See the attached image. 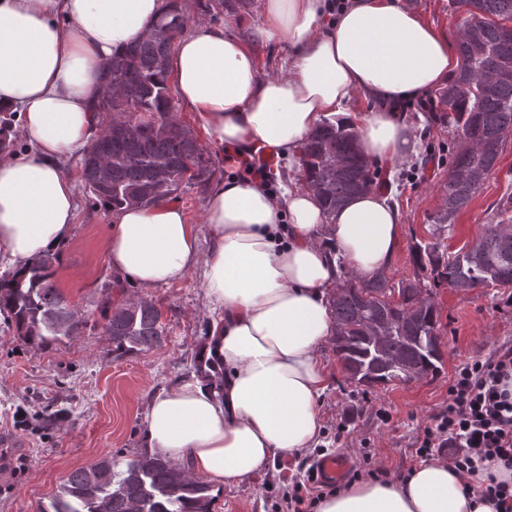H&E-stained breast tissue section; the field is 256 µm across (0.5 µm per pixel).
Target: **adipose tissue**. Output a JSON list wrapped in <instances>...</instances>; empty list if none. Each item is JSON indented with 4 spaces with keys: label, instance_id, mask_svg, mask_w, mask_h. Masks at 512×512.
Segmentation results:
<instances>
[{
    "label": "adipose tissue",
    "instance_id": "adipose-tissue-1",
    "mask_svg": "<svg viewBox=\"0 0 512 512\" xmlns=\"http://www.w3.org/2000/svg\"><path fill=\"white\" fill-rule=\"evenodd\" d=\"M166 7L167 0H0V112L21 118L30 144L25 156L0 155V256L16 267L68 239L78 205L62 162L96 135L98 74ZM259 36L288 44L277 77L260 75L243 40L204 22L170 59L178 101L216 152L230 146L296 159L324 119L346 116L360 96L375 107L354 117L358 148L393 165L416 151L412 126L393 105L443 85L459 66L447 37L404 0H350L336 14L329 0H266ZM205 222L204 252L179 205L126 206L113 216L106 252L112 269L144 289L201 269L207 301L221 313L201 360L223 371V381L195 377L158 393L145 412V442L149 454L226 485L317 443L319 399L330 382L320 346L335 333L326 294L342 274L387 271L402 218L373 188L329 214L311 189L275 195L256 179L213 187ZM472 484L433 458L406 478L355 481L319 508L493 512Z\"/></svg>",
    "mask_w": 512,
    "mask_h": 512
}]
</instances>
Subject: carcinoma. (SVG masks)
Returning a JSON list of instances; mask_svg holds the SVG:
<instances>
[{"mask_svg":"<svg viewBox=\"0 0 512 512\" xmlns=\"http://www.w3.org/2000/svg\"><path fill=\"white\" fill-rule=\"evenodd\" d=\"M478 15L479 35L488 54L480 60L458 43L462 65L442 93L448 111L432 115L436 123L456 131L448 145V181L444 209L432 225L430 238L412 251L416 275L423 278L425 297L406 296L391 305L390 279L379 274L359 280L349 277L330 298L336 326V356L349 379L370 388L434 377L443 366L440 312L433 289L446 285L461 291L489 286L512 287V218L490 224L468 246L449 253L441 249L446 226L464 209L482 184L462 177L470 170L489 176L500 151L512 136V78L491 87L485 72L504 63L512 66V37L502 32L503 20H512V0H455ZM188 17L178 0L147 28L145 36L112 58L101 73L102 92L93 110L109 117L103 133L86 149L99 152L109 168L106 187L94 196L109 209L132 204L149 205L176 193L182 184L204 187L214 170L192 131L173 112L167 68L174 43L152 35V30L183 34ZM355 131L326 122L303 147L302 180L332 212L352 197L370 189L371 164L359 150H351ZM193 161L187 179H176L184 161ZM53 258L0 277V312H7L24 342L47 347L62 337L76 335L86 320L67 304L52 281ZM103 329L118 356L150 350L165 339L161 313L152 299L137 298L101 304ZM392 326L391 339L379 346L368 340L369 324ZM210 486L161 456H137L122 468L102 461L79 468L61 491L39 512H211Z\"/></svg>","mask_w":512,"mask_h":512,"instance_id":"1","label":"carcinoma"}]
</instances>
